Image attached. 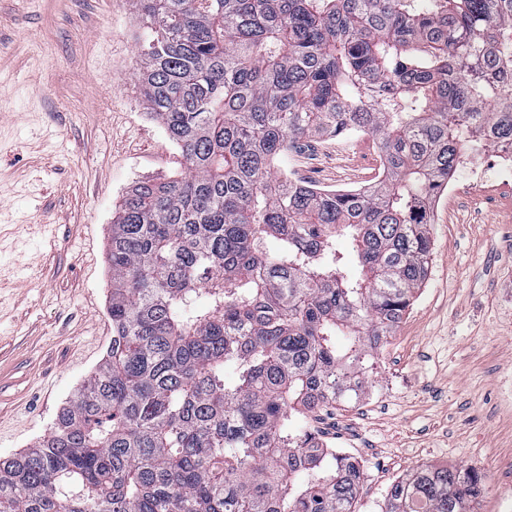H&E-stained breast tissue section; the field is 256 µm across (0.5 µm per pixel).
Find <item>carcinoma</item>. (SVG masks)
Masks as SVG:
<instances>
[{
    "label": "carcinoma",
    "instance_id": "carcinoma-1",
    "mask_svg": "<svg viewBox=\"0 0 512 512\" xmlns=\"http://www.w3.org/2000/svg\"><path fill=\"white\" fill-rule=\"evenodd\" d=\"M132 2L154 33L142 101L182 169L112 215L106 357L0 458V512H353L360 466L297 420L360 397L427 279L429 195L460 149L512 153V0ZM350 131L378 141L377 182L274 170ZM484 490L425 464L385 512H475Z\"/></svg>",
    "mask_w": 512,
    "mask_h": 512
}]
</instances>
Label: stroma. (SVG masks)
I'll list each match as a JSON object with an SVG mask.
<instances>
[{
	"mask_svg": "<svg viewBox=\"0 0 512 512\" xmlns=\"http://www.w3.org/2000/svg\"><path fill=\"white\" fill-rule=\"evenodd\" d=\"M147 31L130 0H0V457L50 432L112 340V213L136 180L180 169L135 77ZM277 166L323 189L373 182L368 134L294 141ZM429 276L365 369L357 401L302 428L354 457L355 512H383L424 464L487 476L480 512L512 502V184L458 183L429 226Z\"/></svg>",
	"mask_w": 512,
	"mask_h": 512,
	"instance_id": "obj_1",
	"label": "stroma"
}]
</instances>
